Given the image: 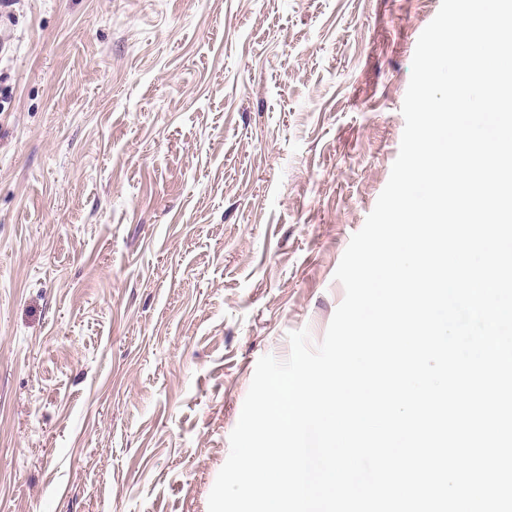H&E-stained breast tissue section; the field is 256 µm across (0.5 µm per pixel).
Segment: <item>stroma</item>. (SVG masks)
<instances>
[{"instance_id": "stroma-1", "label": "stroma", "mask_w": 512, "mask_h": 512, "mask_svg": "<svg viewBox=\"0 0 512 512\" xmlns=\"http://www.w3.org/2000/svg\"><path fill=\"white\" fill-rule=\"evenodd\" d=\"M441 0H18L0 512H208L258 360L324 338Z\"/></svg>"}]
</instances>
